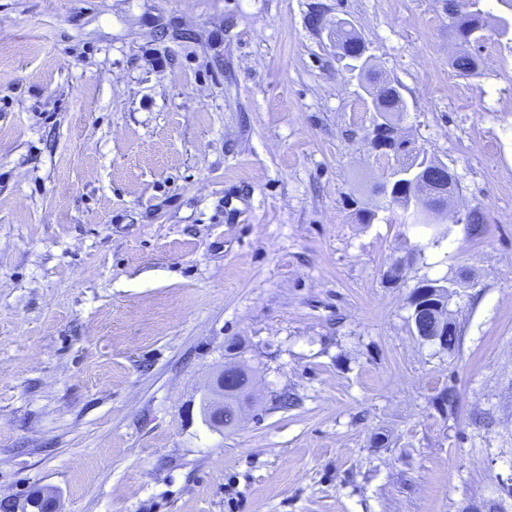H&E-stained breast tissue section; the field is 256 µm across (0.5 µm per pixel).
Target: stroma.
<instances>
[{
    "instance_id": "obj_1",
    "label": "stroma",
    "mask_w": 512,
    "mask_h": 512,
    "mask_svg": "<svg viewBox=\"0 0 512 512\" xmlns=\"http://www.w3.org/2000/svg\"><path fill=\"white\" fill-rule=\"evenodd\" d=\"M315 5L400 84L479 237L377 195L373 108ZM448 23L438 0H0V498L512 512V39L485 30L462 75ZM463 275L451 353L408 301ZM230 362L256 401L213 430ZM242 387H230V380L222 370L217 376L215 385L209 392L207 402L200 408V413L203 422L213 429L229 428L236 425L238 421V410L240 405L233 403L235 409V415L231 421L225 424L224 409L228 403V393L236 392L241 393ZM228 405L227 412L231 411L233 407Z\"/></svg>"
}]
</instances>
